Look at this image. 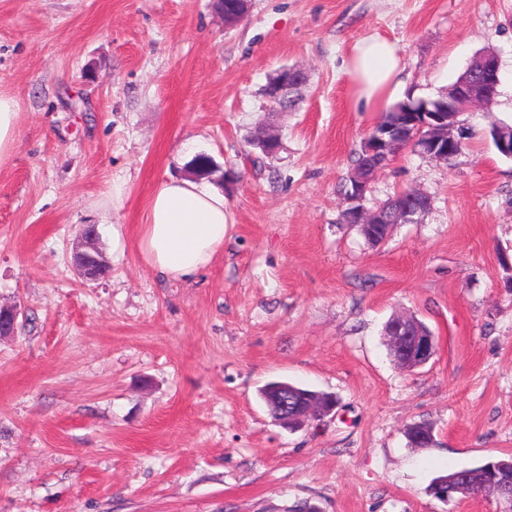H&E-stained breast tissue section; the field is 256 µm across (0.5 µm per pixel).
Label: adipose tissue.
I'll return each instance as SVG.
<instances>
[{"instance_id": "1", "label": "adipose tissue", "mask_w": 512, "mask_h": 512, "mask_svg": "<svg viewBox=\"0 0 512 512\" xmlns=\"http://www.w3.org/2000/svg\"><path fill=\"white\" fill-rule=\"evenodd\" d=\"M396 46L373 37L355 49L354 68L367 101L389 99L398 85ZM224 195L196 180L173 179L152 194L139 235L146 263L166 280H184L209 267L224 244Z\"/></svg>"}]
</instances>
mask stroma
<instances>
[{"label":"stroma","mask_w":512,"mask_h":512,"mask_svg":"<svg viewBox=\"0 0 512 512\" xmlns=\"http://www.w3.org/2000/svg\"><path fill=\"white\" fill-rule=\"evenodd\" d=\"M370 36L398 47L396 102L442 95L486 50L500 72L491 109L459 117V155L406 148L379 172L366 208L407 189L431 207L377 246L339 192L386 110L349 66ZM285 67L308 79L273 111ZM0 90L20 127L0 305L21 309L0 338V512H498L426 488L512 455V160L490 135L512 125V0H251L234 26L214 0H0ZM263 124L281 147L259 159ZM199 153L230 173L224 246L164 282L139 226ZM88 224L95 280L73 262ZM395 314L434 332L425 366L389 357ZM277 379L335 393V412L289 431L259 395ZM419 421L431 447L404 436ZM279 76L275 80H269L265 86V98L271 104L280 101L288 90V84L297 82L300 79L307 80L306 73L297 68H285L279 72Z\"/></svg>","instance_id":"1"}]
</instances>
